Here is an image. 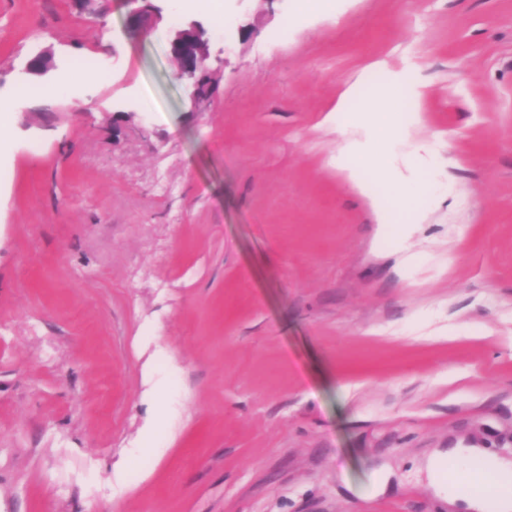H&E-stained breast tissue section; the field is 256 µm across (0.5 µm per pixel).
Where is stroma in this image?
I'll use <instances>...</instances> for the list:
<instances>
[{
	"label": "stroma",
	"instance_id": "1",
	"mask_svg": "<svg viewBox=\"0 0 512 512\" xmlns=\"http://www.w3.org/2000/svg\"><path fill=\"white\" fill-rule=\"evenodd\" d=\"M223 3L0 0V512H450L430 461L512 460V0ZM377 62L437 185L380 242L321 123ZM152 0H126L132 7L129 13V22L138 27H152L161 20L160 10L155 8ZM204 30L195 23L175 32L171 41L172 55L178 62L175 76L178 80L190 83L198 101L210 97L209 75L204 62L206 60ZM482 456V451L478 448H451L448 451V463L453 462L459 468L469 470L474 462L481 460L491 466L500 476L512 479V462L508 463L500 459L485 461Z\"/></svg>",
	"mask_w": 512,
	"mask_h": 512
}]
</instances>
